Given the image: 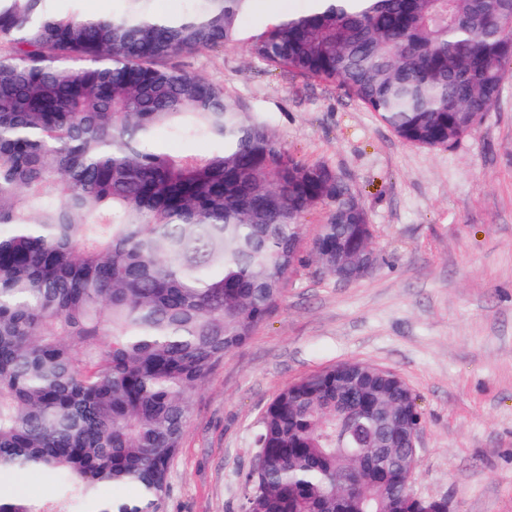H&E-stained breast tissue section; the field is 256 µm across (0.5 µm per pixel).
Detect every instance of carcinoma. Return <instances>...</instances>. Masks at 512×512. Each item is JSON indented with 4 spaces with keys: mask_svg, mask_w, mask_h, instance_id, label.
<instances>
[{
    "mask_svg": "<svg viewBox=\"0 0 512 512\" xmlns=\"http://www.w3.org/2000/svg\"><path fill=\"white\" fill-rule=\"evenodd\" d=\"M50 2L0 0V476L51 486L0 488V512H162L190 393L298 265L359 280L336 255L371 225L333 169L174 63L232 42L253 0L170 18L152 0L110 17ZM249 51L337 83L409 144L450 148L500 96L512 0H320ZM160 129L209 147L160 152ZM423 425L416 394L371 364L308 374L265 408L239 512H422L400 464Z\"/></svg>",
    "mask_w": 512,
    "mask_h": 512,
    "instance_id": "carcinoma-1",
    "label": "carcinoma"
}]
</instances>
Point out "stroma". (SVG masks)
Returning a JSON list of instances; mask_svg holds the SVG:
<instances>
[{
  "mask_svg": "<svg viewBox=\"0 0 512 512\" xmlns=\"http://www.w3.org/2000/svg\"><path fill=\"white\" fill-rule=\"evenodd\" d=\"M310 7L255 0L235 45L182 63L224 85L288 152L345 178L379 262L350 283L297 267L272 316L191 393L164 512H238L266 406L343 362L394 371L417 395V493L452 512H512V69L476 133L414 146L337 84L250 55L269 23Z\"/></svg>",
  "mask_w": 512,
  "mask_h": 512,
  "instance_id": "stroma-1",
  "label": "stroma"
}]
</instances>
